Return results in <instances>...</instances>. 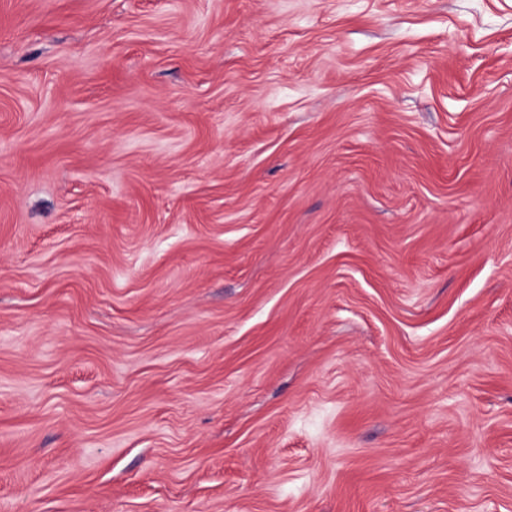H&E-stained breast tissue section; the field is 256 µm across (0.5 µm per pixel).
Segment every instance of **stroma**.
<instances>
[{
  "mask_svg": "<svg viewBox=\"0 0 512 512\" xmlns=\"http://www.w3.org/2000/svg\"><path fill=\"white\" fill-rule=\"evenodd\" d=\"M0 512H512V0H0Z\"/></svg>",
  "mask_w": 512,
  "mask_h": 512,
  "instance_id": "stroma-1",
  "label": "stroma"
}]
</instances>
